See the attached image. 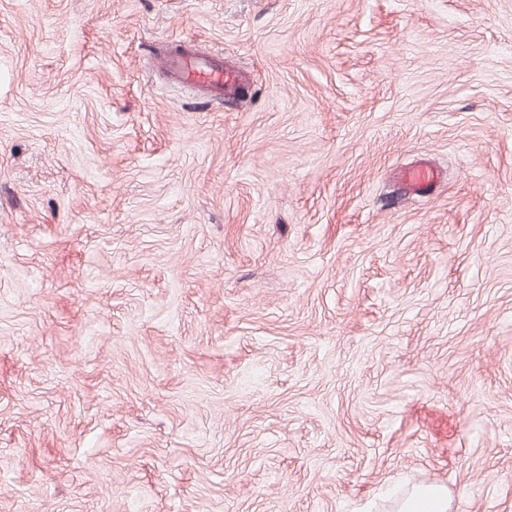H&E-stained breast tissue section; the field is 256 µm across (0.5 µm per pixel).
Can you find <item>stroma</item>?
I'll use <instances>...</instances> for the list:
<instances>
[{
  "label": "stroma",
  "mask_w": 512,
  "mask_h": 512,
  "mask_svg": "<svg viewBox=\"0 0 512 512\" xmlns=\"http://www.w3.org/2000/svg\"><path fill=\"white\" fill-rule=\"evenodd\" d=\"M403 478L512 512V0H0V512ZM159 66L171 80L185 87L204 89L221 103L224 94L235 90L239 74L224 67V58L202 48H185L174 42L159 47ZM435 177V172L426 166L408 167L402 171L404 182L414 191L428 190L432 186Z\"/></svg>",
  "instance_id": "35a3bbf8"
}]
</instances>
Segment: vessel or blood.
<instances>
[{"label":"vessel or blood","instance_id":"b4317fda","mask_svg":"<svg viewBox=\"0 0 512 512\" xmlns=\"http://www.w3.org/2000/svg\"><path fill=\"white\" fill-rule=\"evenodd\" d=\"M159 66L171 80L195 90H206L214 101H223L225 94L233 92L239 82L237 72L225 68L223 57L202 48H185L177 43L161 45ZM435 172L426 166L405 168L402 178L416 191L428 190Z\"/></svg>","mask_w":512,"mask_h":512}]
</instances>
